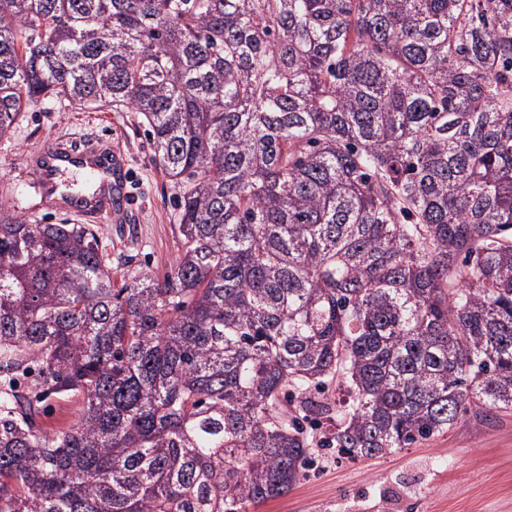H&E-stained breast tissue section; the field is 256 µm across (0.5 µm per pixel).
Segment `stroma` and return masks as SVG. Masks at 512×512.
Listing matches in <instances>:
<instances>
[{"instance_id":"stroma-1","label":"stroma","mask_w":512,"mask_h":512,"mask_svg":"<svg viewBox=\"0 0 512 512\" xmlns=\"http://www.w3.org/2000/svg\"><path fill=\"white\" fill-rule=\"evenodd\" d=\"M58 138L100 140L129 161L132 209L123 223H98L114 287L132 270L166 274L182 242L179 189L155 165L139 113L59 99L29 108L0 139V202L31 224L71 223L64 203L38 192L29 170L45 141ZM252 512H512V412L482 421L467 413L447 433L363 461L322 450L306 478Z\"/></svg>"}]
</instances>
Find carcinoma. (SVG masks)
Listing matches in <instances>:
<instances>
[{"label": "carcinoma", "instance_id": "cac0c4a2", "mask_svg": "<svg viewBox=\"0 0 512 512\" xmlns=\"http://www.w3.org/2000/svg\"><path fill=\"white\" fill-rule=\"evenodd\" d=\"M58 97L142 114L182 244L115 289L0 203V512H249L512 412V0H0V137ZM80 404L75 400L55 399L51 402L43 425L50 429L66 428L77 418Z\"/></svg>", "mask_w": 512, "mask_h": 512}]
</instances>
